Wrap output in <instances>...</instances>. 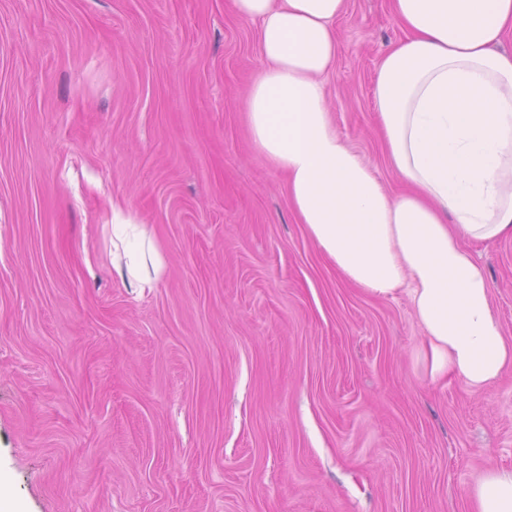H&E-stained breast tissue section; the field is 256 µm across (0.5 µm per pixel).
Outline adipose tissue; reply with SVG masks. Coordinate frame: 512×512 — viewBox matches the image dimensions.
Returning <instances> with one entry per match:
<instances>
[{
	"label": "adipose tissue",
	"instance_id": "1",
	"mask_svg": "<svg viewBox=\"0 0 512 512\" xmlns=\"http://www.w3.org/2000/svg\"><path fill=\"white\" fill-rule=\"evenodd\" d=\"M348 0H231L257 23L260 67L244 112L252 145L284 175L311 240L344 278L376 297L405 294L432 381L480 390L512 368L491 287L468 242L512 238V0H389L403 35L379 63L373 100L390 193L336 130L326 80ZM112 264L152 291L165 263L145 225L112 203ZM473 512H512V469L472 484Z\"/></svg>",
	"mask_w": 512,
	"mask_h": 512
}]
</instances>
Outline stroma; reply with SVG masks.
<instances>
[{"label":"stroma","mask_w":512,"mask_h":512,"mask_svg":"<svg viewBox=\"0 0 512 512\" xmlns=\"http://www.w3.org/2000/svg\"><path fill=\"white\" fill-rule=\"evenodd\" d=\"M326 82L389 189L373 81L402 31L349 0ZM228 0H0V467L25 512H472L512 468V374L431 382L408 299L311 241L243 103ZM167 268L126 288L113 198ZM512 339V239L475 245Z\"/></svg>","instance_id":"obj_1"}]
</instances>
